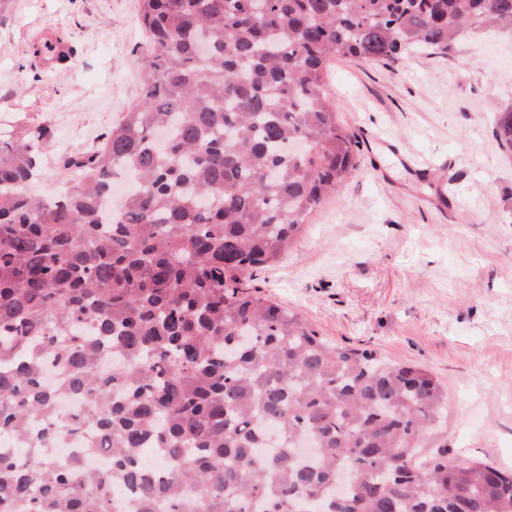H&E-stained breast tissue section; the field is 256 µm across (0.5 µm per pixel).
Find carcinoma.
<instances>
[{
  "label": "carcinoma",
  "mask_w": 512,
  "mask_h": 512,
  "mask_svg": "<svg viewBox=\"0 0 512 512\" xmlns=\"http://www.w3.org/2000/svg\"><path fill=\"white\" fill-rule=\"evenodd\" d=\"M141 23V100L60 158L73 186L29 192L46 128L0 138V438L97 432L69 459L0 450V512H114L117 484L136 512H512V471L430 440L427 371L243 288L356 170L327 63L512 32V0H141ZM493 136L512 149L511 107Z\"/></svg>",
  "instance_id": "obj_1"
}]
</instances>
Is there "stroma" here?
<instances>
[{
    "mask_svg": "<svg viewBox=\"0 0 512 512\" xmlns=\"http://www.w3.org/2000/svg\"><path fill=\"white\" fill-rule=\"evenodd\" d=\"M140 0H8L0 7V136L44 125L38 194L59 159L96 147L141 98ZM74 53L46 65L39 37ZM326 87L357 168L250 290L340 346L428 370L448 392L438 441L512 468V153L492 135L512 105V34L446 55L329 62Z\"/></svg>",
    "mask_w": 512,
    "mask_h": 512,
    "instance_id": "stroma-1",
    "label": "stroma"
}]
</instances>
